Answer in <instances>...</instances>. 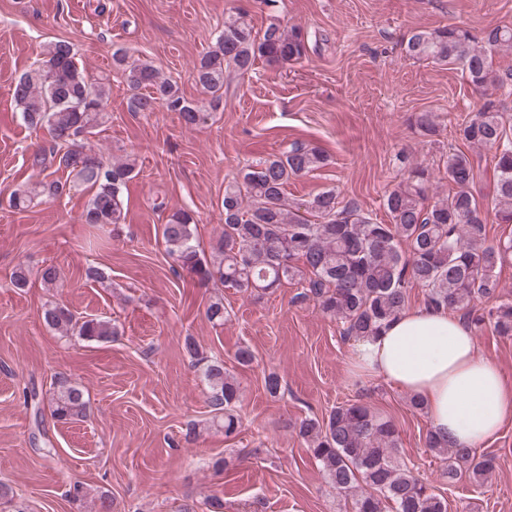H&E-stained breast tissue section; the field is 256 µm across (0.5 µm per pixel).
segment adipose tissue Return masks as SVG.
<instances>
[{
    "mask_svg": "<svg viewBox=\"0 0 512 512\" xmlns=\"http://www.w3.org/2000/svg\"><path fill=\"white\" fill-rule=\"evenodd\" d=\"M353 359L361 371L423 399L432 429L449 444L495 440L512 417V387L479 354L461 317L446 310L404 311L380 335L357 341Z\"/></svg>",
    "mask_w": 512,
    "mask_h": 512,
    "instance_id": "1",
    "label": "adipose tissue"
}]
</instances>
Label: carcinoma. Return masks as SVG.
Segmentation results:
<instances>
[{
  "label": "carcinoma",
  "mask_w": 512,
  "mask_h": 512,
  "mask_svg": "<svg viewBox=\"0 0 512 512\" xmlns=\"http://www.w3.org/2000/svg\"><path fill=\"white\" fill-rule=\"evenodd\" d=\"M309 39L310 32L301 25L272 21L258 34L246 13L226 15L224 31L190 72L209 95L201 101L187 100L177 83L122 49L112 53V66L122 71L132 90L128 111L164 108L178 113L184 125L195 127L207 123L222 103L224 75H243L259 59L296 61L305 55ZM495 48L512 50V27H488L478 34L458 25L419 30L404 48L412 59L460 69L483 96L475 115L458 125L457 144L448 145V194L428 202L433 173L402 153L398 161L404 179L383 199L386 224L354 201H339L334 188L304 203H290L288 182L328 161L319 147L294 140L283 151L247 166L225 186L224 228L213 246L215 259L199 250L197 220L181 209L159 227L167 255L176 268L198 281L217 279L238 293L271 292L294 281L301 291L293 302L314 303L355 340L380 334L403 312L412 284L425 288V306L459 312L470 325L487 322L498 335L512 337V301L502 300L498 292V269L512 256V240L486 243V207L472 191L475 154L488 148L495 161L492 211L497 223L512 224V126L500 104L487 97L491 88L512 86V75L494 68ZM11 96L30 128L48 132L47 145L35 155L34 164L49 158L67 173L63 181L46 175L13 190L11 206L23 210L36 199L55 200L83 186L91 193L83 223L110 225L117 231L125 219L123 189L134 178L136 162L129 155L106 161L90 141L105 118L108 92L80 71L73 43L48 42L41 64L19 75ZM414 126L424 137L439 134L435 117L427 110L415 115ZM484 300L494 305L478 306ZM42 320L62 337L102 342L117 334L111 321L78 319L56 302L45 305ZM185 346L194 366L202 367L211 423L224 429L227 438L236 435L239 384L224 368L223 359L201 356L190 338ZM57 387L51 416L58 421L83 417V390L64 377L57 379ZM295 430L329 483L351 499V512H448L443 495L430 491L413 470L396 461L399 429L370 404L348 401L322 421L300 420ZM424 446L448 462L445 474L450 483L465 476L483 480L494 467V458L478 460L472 451L449 446L431 430L424 436Z\"/></svg>",
  "instance_id": "cac0c4a2"
}]
</instances>
